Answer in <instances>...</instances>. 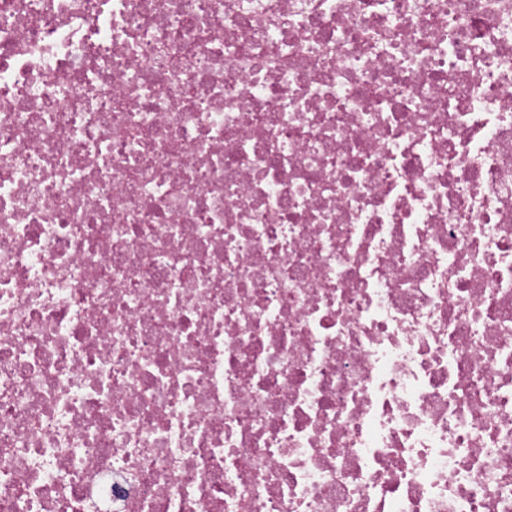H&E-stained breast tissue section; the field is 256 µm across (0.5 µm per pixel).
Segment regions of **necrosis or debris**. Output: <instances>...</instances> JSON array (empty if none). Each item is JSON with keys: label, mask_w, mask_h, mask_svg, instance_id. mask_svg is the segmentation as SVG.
Segmentation results:
<instances>
[{"label": "necrosis or debris", "mask_w": 512, "mask_h": 512, "mask_svg": "<svg viewBox=\"0 0 512 512\" xmlns=\"http://www.w3.org/2000/svg\"><path fill=\"white\" fill-rule=\"evenodd\" d=\"M0 512H512V0H0Z\"/></svg>", "instance_id": "necrosis-or-debris-1"}]
</instances>
